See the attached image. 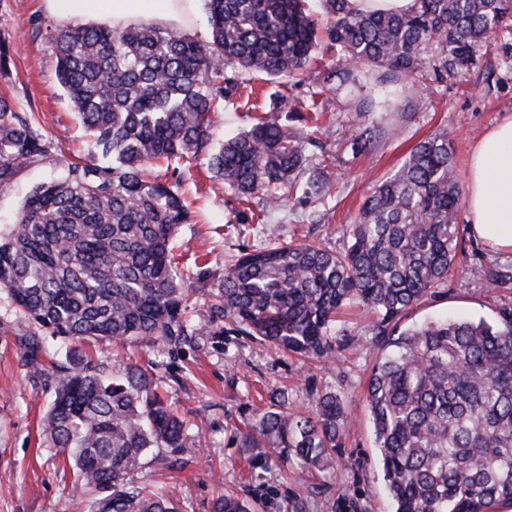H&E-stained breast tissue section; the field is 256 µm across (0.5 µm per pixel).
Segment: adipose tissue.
<instances>
[{
  "label": "adipose tissue",
  "mask_w": 512,
  "mask_h": 512,
  "mask_svg": "<svg viewBox=\"0 0 512 512\" xmlns=\"http://www.w3.org/2000/svg\"><path fill=\"white\" fill-rule=\"evenodd\" d=\"M198 0H44L46 10L74 25L96 18L120 29L142 20L179 27ZM466 221L487 248L512 252V115L477 142L465 188Z\"/></svg>",
  "instance_id": "ef3b65f1"
}]
</instances>
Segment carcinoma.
<instances>
[{
	"label": "carcinoma",
	"mask_w": 512,
	"mask_h": 512,
	"mask_svg": "<svg viewBox=\"0 0 512 512\" xmlns=\"http://www.w3.org/2000/svg\"><path fill=\"white\" fill-rule=\"evenodd\" d=\"M306 2L207 0L205 41L152 21L58 30V83L105 162H71L64 176L33 187L0 234V293L31 325L20 344L28 368L44 370L46 336L161 345L174 357L201 331L171 248L191 221L184 175L175 166L169 177L152 176L156 161L205 153L213 179L266 209L290 193L328 198L320 178L305 177L304 142L278 116L210 147L212 115L253 77L307 78L318 27ZM322 6L336 63L308 84L315 112L324 85L351 86L361 73L380 91L418 78L443 83L476 66L490 37L512 23V0H416L403 14L358 12L348 0ZM52 149L34 114L0 94V192L30 166L57 162ZM462 202L448 140L429 138L365 198L344 252L270 242L243 253L208 290L212 318L228 331L305 355L328 356L346 304L377 314L379 354L365 402L395 512L512 505V309L494 325L444 318L399 327L406 310L447 284ZM511 280L512 262L487 271L490 288ZM52 368L46 431L72 466L87 512H180L167 493L135 480L151 450L172 465L195 446L154 376L136 366L116 378L78 362ZM346 424L336 394L295 414L282 391L247 425L243 445L324 472ZM213 512L252 506L225 493Z\"/></svg>",
	"instance_id": "carcinoma-1"
}]
</instances>
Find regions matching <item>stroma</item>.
<instances>
[{
	"mask_svg": "<svg viewBox=\"0 0 512 512\" xmlns=\"http://www.w3.org/2000/svg\"><path fill=\"white\" fill-rule=\"evenodd\" d=\"M62 21L50 15L42 0H0V41L10 48V76L0 79L19 111L34 113L53 143L58 166L28 168L8 190L0 192V229L15 222L26 193L37 183L62 174V161L87 157L89 139L75 124L71 104L56 80L54 36ZM369 82L352 90H331L326 109L310 112L308 89L285 86L259 77L236 96L235 108L215 116L214 141L246 128L253 117L277 113L295 133L316 131L318 145L307 146L311 164L326 163L330 206L316 196L284 201L271 211L259 203L243 207L236 195L209 178L205 160L191 163L182 193L195 213L194 223L181 227L175 252L182 270L207 263L215 276L245 250L269 240H313L331 252L346 250L364 198L377 181L393 174L421 141L447 136L459 180H466L472 149L495 121L512 114V29L502 32L492 50L474 68L439 85H400L394 96L379 100L372 111H357L368 96ZM462 248L446 287L432 289L408 309L402 326L450 314L497 321L498 311L512 307V285L488 290L485 269L499 261L461 234ZM195 320L202 328L177 356L154 347L108 343L82 345L83 360L107 374L129 366H148L181 416L189 419L199 445L177 469L150 462L138 478L165 489L180 512H212L220 491H237L254 512H290L293 501L306 512H323L324 501L336 512H350L352 502L372 501L373 512H393L383 488L382 467L375 448L364 391L378 350L376 317L352 304L332 329L329 360L291 356L260 345L251 337L217 334L205 307ZM29 325L0 297V512H75L72 469L49 444L45 416L54 399L56 376L27 373L18 347ZM287 391L292 411L306 412L316 395L336 393L348 412L342 446L333 471L297 480L294 466L270 459L253 460L242 446L247 422L263 412L268 399Z\"/></svg>",
	"mask_w": 512,
	"mask_h": 512,
	"instance_id": "1",
	"label": "stroma"
}]
</instances>
